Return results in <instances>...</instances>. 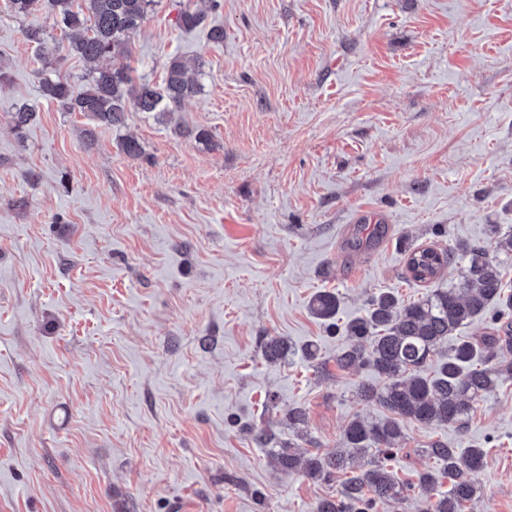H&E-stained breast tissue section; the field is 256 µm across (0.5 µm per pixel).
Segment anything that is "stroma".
Returning <instances> with one entry per match:
<instances>
[{
  "label": "stroma",
  "mask_w": 512,
  "mask_h": 512,
  "mask_svg": "<svg viewBox=\"0 0 512 512\" xmlns=\"http://www.w3.org/2000/svg\"><path fill=\"white\" fill-rule=\"evenodd\" d=\"M197 5L153 0L127 63L158 83L202 59L199 93L88 146L37 80L82 83L85 63L44 17L55 49L36 51L0 0V512H313L339 480L278 471L241 429L329 454L355 416L382 418L312 296L339 293L342 324L378 292L425 294L410 248L492 253L490 225L512 233V0H221L180 27ZM376 224L379 244L350 246ZM266 336L317 344L322 369L268 363ZM402 427L400 479L436 441L482 448L465 512H512V380L467 428Z\"/></svg>",
  "instance_id": "1"
}]
</instances>
